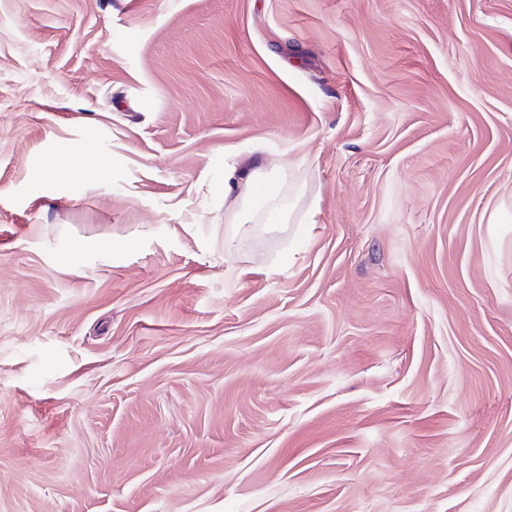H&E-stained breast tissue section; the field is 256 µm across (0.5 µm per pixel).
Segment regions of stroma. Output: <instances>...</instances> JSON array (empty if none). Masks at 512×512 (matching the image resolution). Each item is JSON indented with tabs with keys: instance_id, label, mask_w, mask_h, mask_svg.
Returning a JSON list of instances; mask_svg holds the SVG:
<instances>
[{
	"instance_id": "stroma-1",
	"label": "stroma",
	"mask_w": 512,
	"mask_h": 512,
	"mask_svg": "<svg viewBox=\"0 0 512 512\" xmlns=\"http://www.w3.org/2000/svg\"><path fill=\"white\" fill-rule=\"evenodd\" d=\"M0 512H512V0H0ZM259 165L253 164V170H232L224 176V193L231 195L239 189L238 198L241 203L232 209L227 217L228 224H236L237 228H243L245 224H258L261 219L268 224L291 223L292 214L287 213L280 205L281 181L275 178L263 180L265 191L257 197L256 186L261 178L258 171Z\"/></svg>"
}]
</instances>
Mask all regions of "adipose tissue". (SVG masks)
Here are the masks:
<instances>
[{
	"label": "adipose tissue",
	"instance_id": "adipose-tissue-1",
	"mask_svg": "<svg viewBox=\"0 0 512 512\" xmlns=\"http://www.w3.org/2000/svg\"><path fill=\"white\" fill-rule=\"evenodd\" d=\"M225 194H238L239 204L227 217L237 227L265 222L284 224L291 215L280 205L281 182L275 178H261L258 170H233L224 177Z\"/></svg>",
	"mask_w": 512,
	"mask_h": 512
}]
</instances>
